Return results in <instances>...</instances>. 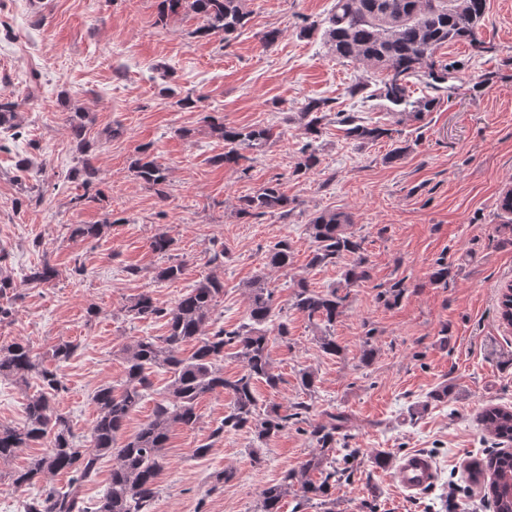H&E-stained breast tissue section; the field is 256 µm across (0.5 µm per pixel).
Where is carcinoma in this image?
Segmentation results:
<instances>
[{"label":"carcinoma","mask_w":512,"mask_h":512,"mask_svg":"<svg viewBox=\"0 0 512 512\" xmlns=\"http://www.w3.org/2000/svg\"><path fill=\"white\" fill-rule=\"evenodd\" d=\"M206 19L198 30L202 37L226 36L244 28L250 13L243 0H159L158 17L163 22L185 8ZM487 0H335L322 36L336 58L362 64L383 74L370 96L395 107L410 109L415 118L434 111L437 100L422 96L412 98L409 79L417 76L429 84L448 80L455 69L452 62L437 63L436 52L450 44L464 42L475 54L485 51L479 30L485 19ZM325 101L312 100L300 112L306 141L299 149L300 160L294 173L305 174L320 164L315 145L324 118ZM347 136L369 144L391 136V129L377 123L362 124L355 118L343 120ZM224 140L228 150L216 162L236 166L247 172L246 162L252 155L269 146L276 134L270 127H234L222 123L211 125ZM0 132L4 136H21L16 104L0 100ZM137 176L150 185L166 181L164 169L145 156L134 162ZM74 178L84 190L98 185L99 168L86 158L75 169ZM292 200L281 191L280 183L271 181L240 199L238 214L259 218L276 210L288 211ZM351 215L343 211H324L308 224L314 248L308 255L310 267L337 265L350 256L342 269L343 287L349 288L370 278L362 256V239L350 230ZM102 224H76L75 238L92 239L101 235ZM293 252L288 241L270 247L265 266L286 271L292 265ZM55 276V269L45 261L29 268L20 282L0 276V296L17 291L23 285H45ZM248 308L245 320L236 325H221L214 318L215 308L224 296V282L213 275L203 278L167 309L158 305L149 292H142L125 306L133 319H159L167 328L164 336H139L122 348L125 380L121 388L101 386L93 401L97 417L91 428L88 445H76L68 417L60 412L57 400L65 390L60 364L68 361L76 349L69 341L54 346L50 367L40 359L29 343L13 342L0 347V377L20 383L30 376L39 381V390L27 396L25 420L21 426L0 424V462L10 460L22 448L48 442L45 452L30 465L10 475V486L18 492L40 476L72 474V483L93 480L104 459L113 460L109 482L102 495L89 508L74 490L65 492L48 488L25 502V512H154L158 497L157 478L163 469L164 453L170 433L175 427L192 428L198 420L201 397L228 391L231 402L224 418L211 431L208 440L193 449L197 457H205L214 441L226 432L247 430L259 441H265L288 429V425L305 420L308 407L299 404L293 413H281L276 405L259 404L256 384L265 383L275 390L281 382L270 361V336L288 338V323L281 320L276 288L267 277L258 275L245 284ZM348 294L338 287L317 291L303 281L297 282L292 307L308 322L320 329L318 342L326 354L336 356L341 346L333 328L346 312ZM241 363L240 372L232 379L224 377L221 363L226 351ZM165 368L170 373L166 395L156 402L149 419L124 442L118 438L131 413L139 407L152 388L150 370ZM479 424L495 438L512 439V409L490 404L481 412ZM342 413L327 412L325 419L310 425L309 434L320 447V453L300 466L285 470L280 478L261 493L259 512H281L288 494L299 497L303 507L317 500L330 503L331 489L346 470L336 467V434L347 427ZM318 471L321 479L310 478ZM474 480L486 479L494 512H512V452L498 451L470 464Z\"/></svg>","instance_id":"obj_1"}]
</instances>
